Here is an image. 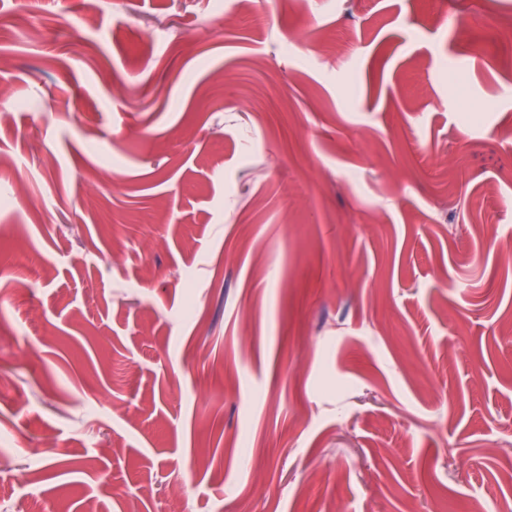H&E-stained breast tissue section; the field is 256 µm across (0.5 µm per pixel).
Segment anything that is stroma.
<instances>
[{
    "label": "stroma",
    "mask_w": 512,
    "mask_h": 512,
    "mask_svg": "<svg viewBox=\"0 0 512 512\" xmlns=\"http://www.w3.org/2000/svg\"><path fill=\"white\" fill-rule=\"evenodd\" d=\"M487 2L0 0V512L512 500Z\"/></svg>",
    "instance_id": "stroma-1"
}]
</instances>
